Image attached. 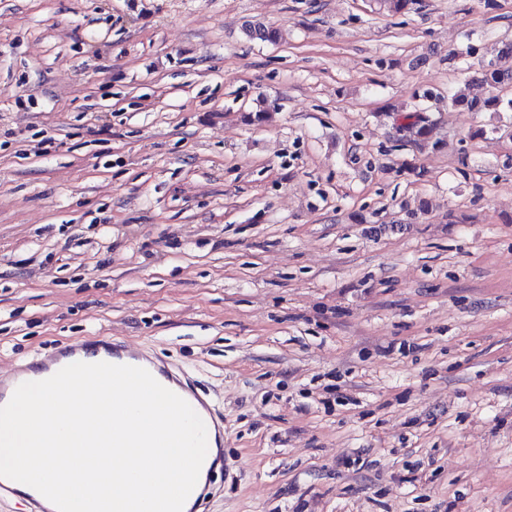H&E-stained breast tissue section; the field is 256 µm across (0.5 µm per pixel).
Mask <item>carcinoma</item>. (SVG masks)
Returning <instances> with one entry per match:
<instances>
[{
	"mask_svg": "<svg viewBox=\"0 0 512 512\" xmlns=\"http://www.w3.org/2000/svg\"><path fill=\"white\" fill-rule=\"evenodd\" d=\"M244 35L250 40L276 43L281 39L278 29L262 22L250 21L243 28ZM473 78L485 86L487 94L484 98H471L462 92L448 94V106L465 108L470 112H512V41H503L495 49V55L487 60H480L471 66ZM408 122L396 127L404 145L415 148L424 147L428 143L438 146L432 141L433 123L429 116L419 109L407 116Z\"/></svg>",
	"mask_w": 512,
	"mask_h": 512,
	"instance_id": "carcinoma-1",
	"label": "carcinoma"
}]
</instances>
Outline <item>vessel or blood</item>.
Segmentation results:
<instances>
[{
  "label": "vessel or blood",
  "instance_id": "b4317fda",
  "mask_svg": "<svg viewBox=\"0 0 512 512\" xmlns=\"http://www.w3.org/2000/svg\"><path fill=\"white\" fill-rule=\"evenodd\" d=\"M74 362H108L146 369L161 385L186 400L202 420L209 422L208 447L223 448V422L217 418L215 409L192 381L173 371L167 362L149 357L126 342L106 336L61 343L43 357L18 365L10 373H0V406L10 401L20 384L47 379Z\"/></svg>",
  "mask_w": 512,
  "mask_h": 512
}]
</instances>
